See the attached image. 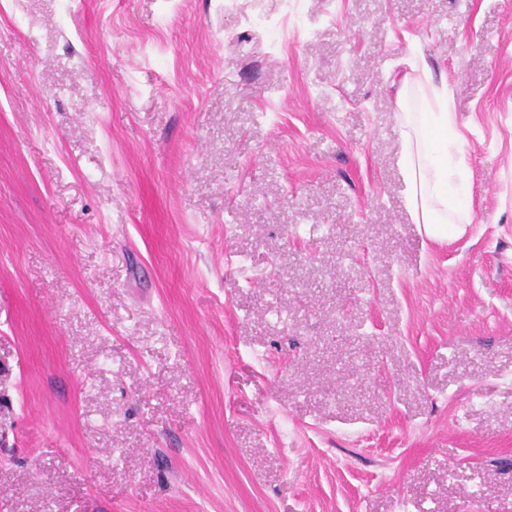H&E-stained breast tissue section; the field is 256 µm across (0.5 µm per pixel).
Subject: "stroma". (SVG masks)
Returning <instances> with one entry per match:
<instances>
[{"mask_svg":"<svg viewBox=\"0 0 512 512\" xmlns=\"http://www.w3.org/2000/svg\"><path fill=\"white\" fill-rule=\"evenodd\" d=\"M0 512H512V0H0ZM395 70L392 84L406 205L428 239L461 238L473 220L467 194L469 169L448 83L444 75L436 81L425 58L408 65L400 60ZM416 92L422 94L419 111L414 108Z\"/></svg>","mask_w":512,"mask_h":512,"instance_id":"obj_1","label":"stroma"}]
</instances>
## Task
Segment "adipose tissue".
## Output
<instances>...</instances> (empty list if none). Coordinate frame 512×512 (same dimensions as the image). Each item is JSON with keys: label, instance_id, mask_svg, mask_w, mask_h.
<instances>
[{"label": "adipose tissue", "instance_id": "1", "mask_svg": "<svg viewBox=\"0 0 512 512\" xmlns=\"http://www.w3.org/2000/svg\"><path fill=\"white\" fill-rule=\"evenodd\" d=\"M395 70V117L406 205L428 239L461 238L472 222L469 169L448 83L435 78L424 59L412 64L399 61Z\"/></svg>", "mask_w": 512, "mask_h": 512}]
</instances>
